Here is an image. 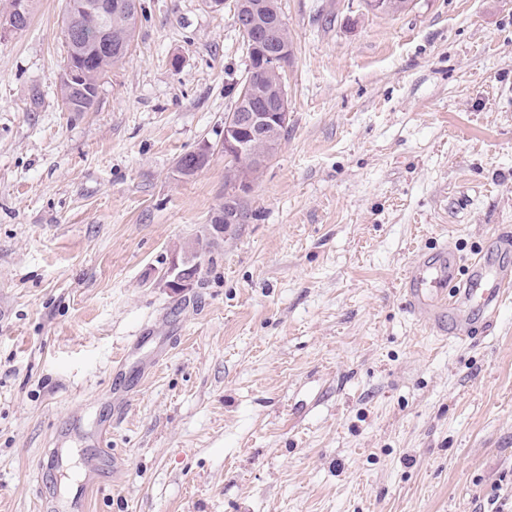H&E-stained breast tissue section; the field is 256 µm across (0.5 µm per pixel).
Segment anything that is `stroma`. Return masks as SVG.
<instances>
[{"label": "stroma", "instance_id": "35a3bbf8", "mask_svg": "<svg viewBox=\"0 0 512 512\" xmlns=\"http://www.w3.org/2000/svg\"><path fill=\"white\" fill-rule=\"evenodd\" d=\"M140 3L86 112L59 94L65 0L0 35V512H68L92 456L86 512H486L512 300L459 341L400 280L512 233V0H280L288 134L227 233L233 11ZM198 238L197 283L164 287Z\"/></svg>", "mask_w": 512, "mask_h": 512}]
</instances>
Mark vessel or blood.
<instances>
[{
	"instance_id": "b4317fda",
	"label": "vessel or blood",
	"mask_w": 512,
	"mask_h": 512,
	"mask_svg": "<svg viewBox=\"0 0 512 512\" xmlns=\"http://www.w3.org/2000/svg\"><path fill=\"white\" fill-rule=\"evenodd\" d=\"M400 288L410 313L431 329H447L455 339H468L472 332L471 311L493 323L507 296L512 295V265L494 261L481 251L468 268L448 247L432 254H416Z\"/></svg>"
}]
</instances>
